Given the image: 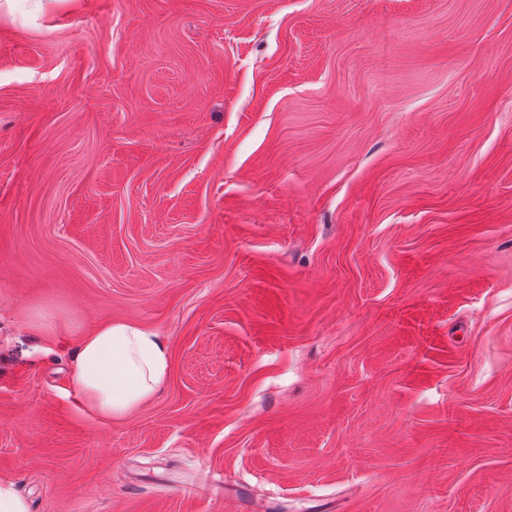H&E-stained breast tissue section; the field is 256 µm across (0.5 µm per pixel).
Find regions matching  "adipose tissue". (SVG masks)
<instances>
[{"mask_svg": "<svg viewBox=\"0 0 512 512\" xmlns=\"http://www.w3.org/2000/svg\"><path fill=\"white\" fill-rule=\"evenodd\" d=\"M169 350L157 334L128 323H106L79 339L69 387L84 409L112 422L127 419L164 385Z\"/></svg>", "mask_w": 512, "mask_h": 512, "instance_id": "obj_1", "label": "adipose tissue"}]
</instances>
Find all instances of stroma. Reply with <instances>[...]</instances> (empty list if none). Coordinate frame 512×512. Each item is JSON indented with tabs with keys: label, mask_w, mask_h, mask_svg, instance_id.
I'll list each match as a JSON object with an SVG mask.
<instances>
[{
	"label": "stroma",
	"mask_w": 512,
	"mask_h": 512,
	"mask_svg": "<svg viewBox=\"0 0 512 512\" xmlns=\"http://www.w3.org/2000/svg\"><path fill=\"white\" fill-rule=\"evenodd\" d=\"M31 2L0 4L29 512H512V0ZM110 321L170 356L112 424L67 392Z\"/></svg>",
	"instance_id": "1"
}]
</instances>
